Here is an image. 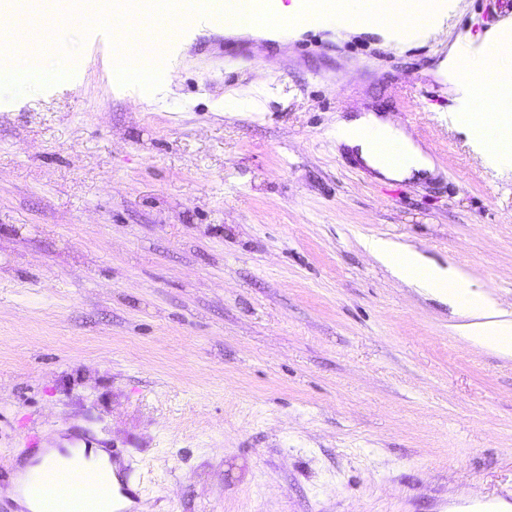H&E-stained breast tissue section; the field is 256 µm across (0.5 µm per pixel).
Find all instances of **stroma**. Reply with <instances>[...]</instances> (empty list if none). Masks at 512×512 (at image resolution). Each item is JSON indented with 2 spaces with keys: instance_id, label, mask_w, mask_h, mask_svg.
<instances>
[{
  "instance_id": "obj_1",
  "label": "stroma",
  "mask_w": 512,
  "mask_h": 512,
  "mask_svg": "<svg viewBox=\"0 0 512 512\" xmlns=\"http://www.w3.org/2000/svg\"><path fill=\"white\" fill-rule=\"evenodd\" d=\"M66 23L70 77L0 83V488L28 448L86 441L130 468L137 512L512 505V354L365 246L512 311V168L473 148L442 66L477 76L512 17L457 0L403 41L134 20L164 73L148 86L117 80L107 16ZM364 110L436 177L351 169L336 128Z\"/></svg>"
}]
</instances>
